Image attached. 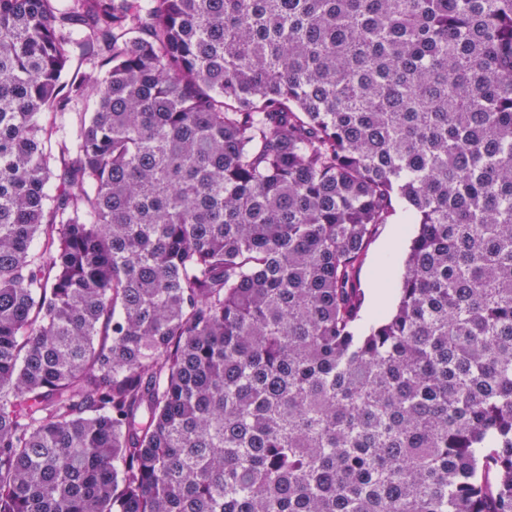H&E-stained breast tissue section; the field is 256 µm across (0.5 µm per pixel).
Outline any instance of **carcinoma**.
Listing matches in <instances>:
<instances>
[{
	"label": "carcinoma",
	"instance_id": "1",
	"mask_svg": "<svg viewBox=\"0 0 512 512\" xmlns=\"http://www.w3.org/2000/svg\"><path fill=\"white\" fill-rule=\"evenodd\" d=\"M0 512H512V0H0ZM396 218L391 224H380L368 246L363 263L360 265L357 277L365 291L366 317L372 321L377 312L388 314L396 303L398 269L393 271L386 281H379L384 270L382 261L385 255L395 253L400 262L403 259L405 247L413 236L415 225L409 221L410 214L406 204L396 201ZM384 295L382 303L380 296Z\"/></svg>",
	"mask_w": 512,
	"mask_h": 512
}]
</instances>
